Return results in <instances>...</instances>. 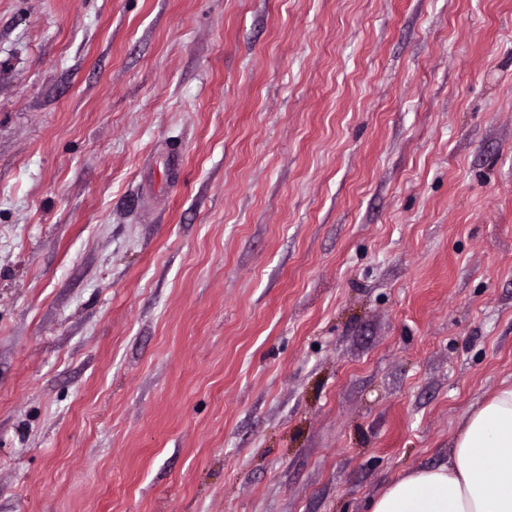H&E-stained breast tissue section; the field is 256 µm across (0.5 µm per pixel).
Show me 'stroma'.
Segmentation results:
<instances>
[{
    "label": "stroma",
    "mask_w": 512,
    "mask_h": 512,
    "mask_svg": "<svg viewBox=\"0 0 512 512\" xmlns=\"http://www.w3.org/2000/svg\"><path fill=\"white\" fill-rule=\"evenodd\" d=\"M512 382V0H0V512H370Z\"/></svg>",
    "instance_id": "obj_1"
}]
</instances>
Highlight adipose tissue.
Listing matches in <instances>:
<instances>
[{"mask_svg":"<svg viewBox=\"0 0 512 512\" xmlns=\"http://www.w3.org/2000/svg\"><path fill=\"white\" fill-rule=\"evenodd\" d=\"M371 512H512V383L466 413L446 463L392 481Z\"/></svg>","mask_w":512,"mask_h":512,"instance_id":"1","label":"adipose tissue"}]
</instances>
